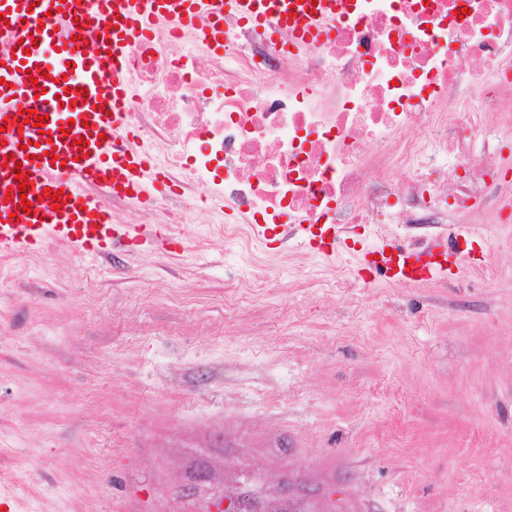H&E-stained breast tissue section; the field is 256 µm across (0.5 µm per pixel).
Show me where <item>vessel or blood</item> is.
Instances as JSON below:
<instances>
[{
  "mask_svg": "<svg viewBox=\"0 0 512 512\" xmlns=\"http://www.w3.org/2000/svg\"><path fill=\"white\" fill-rule=\"evenodd\" d=\"M338 9V0H0V253L32 252L52 240L99 257L151 237L146 225L113 223L102 197L146 201L160 187L159 166L128 135L130 55L143 37L191 29L215 53L232 14L307 40ZM22 41L31 53L19 49ZM34 67L45 73L35 83ZM35 100L49 116L41 129L24 113ZM20 170L29 181L23 191ZM47 189L64 192L61 210L38 203ZM25 200L31 212L17 215Z\"/></svg>",
  "mask_w": 512,
  "mask_h": 512,
  "instance_id": "obj_1",
  "label": "vessel or blood"
}]
</instances>
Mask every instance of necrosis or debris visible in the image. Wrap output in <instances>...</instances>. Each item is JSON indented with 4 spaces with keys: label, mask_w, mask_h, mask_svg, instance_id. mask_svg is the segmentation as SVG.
Returning <instances> with one entry per match:
<instances>
[{
    "label": "necrosis or debris",
    "mask_w": 512,
    "mask_h": 512,
    "mask_svg": "<svg viewBox=\"0 0 512 512\" xmlns=\"http://www.w3.org/2000/svg\"><path fill=\"white\" fill-rule=\"evenodd\" d=\"M224 30L220 54L163 30L132 49L129 122L179 196L209 192L204 223L512 222V0H347L303 45L231 15ZM487 137L494 167L471 150Z\"/></svg>",
    "instance_id": "1"
}]
</instances>
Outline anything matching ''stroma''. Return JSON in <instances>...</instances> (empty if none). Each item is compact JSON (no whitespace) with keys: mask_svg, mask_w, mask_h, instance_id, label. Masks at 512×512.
Wrapping results in <instances>:
<instances>
[{"mask_svg":"<svg viewBox=\"0 0 512 512\" xmlns=\"http://www.w3.org/2000/svg\"><path fill=\"white\" fill-rule=\"evenodd\" d=\"M485 268L407 288L336 254L179 227L83 259L48 242L0 271L5 512H190L209 466L263 512H512V225L472 215Z\"/></svg>","mask_w":512,"mask_h":512,"instance_id":"1","label":"stroma"}]
</instances>
